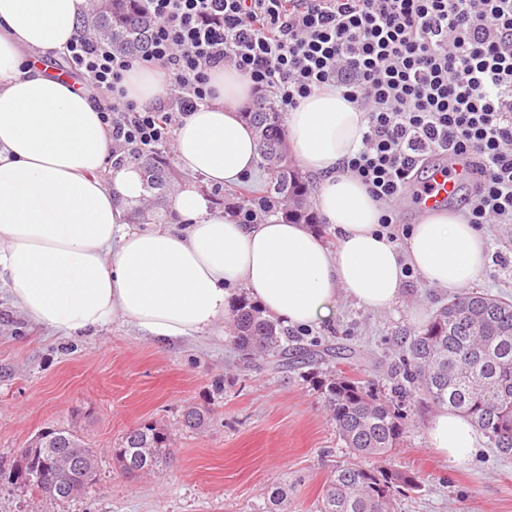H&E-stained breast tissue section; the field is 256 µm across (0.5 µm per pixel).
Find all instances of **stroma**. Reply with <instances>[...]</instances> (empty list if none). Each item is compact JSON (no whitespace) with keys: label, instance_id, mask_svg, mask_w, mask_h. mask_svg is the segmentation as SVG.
<instances>
[{"label":"stroma","instance_id":"stroma-1","mask_svg":"<svg viewBox=\"0 0 512 512\" xmlns=\"http://www.w3.org/2000/svg\"><path fill=\"white\" fill-rule=\"evenodd\" d=\"M488 233L491 264L477 288L512 297L504 267L512 259V224L489 225ZM448 299L447 290L416 275L405 279L403 302L392 311L345 300L332 321L297 334L307 344L355 350L358 360L338 359L335 367L386 394L382 365L395 358L393 336L417 330L411 309L429 314ZM218 377L225 388L217 393ZM190 405L208 409L205 429L182 430ZM408 412L411 425L395 457L420 485L397 499L396 512H512V457L486 443L470 463L453 464L427 443L433 406L415 400ZM150 422L169 429L174 464L120 474L111 448L127 429ZM50 426L77 431L96 451L99 482L86 495L33 500L11 484L19 448ZM349 460L302 370H273L264 359L248 370L228 340L163 348L120 323L62 338L30 323L0 287V512H262L267 487L278 478L292 487L288 512H316L332 469Z\"/></svg>","mask_w":512,"mask_h":512}]
</instances>
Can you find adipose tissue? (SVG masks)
I'll return each instance as SVG.
<instances>
[{
  "label": "adipose tissue",
  "mask_w": 512,
  "mask_h": 512,
  "mask_svg": "<svg viewBox=\"0 0 512 512\" xmlns=\"http://www.w3.org/2000/svg\"><path fill=\"white\" fill-rule=\"evenodd\" d=\"M89 0H0V282L30 321L66 338L110 322L159 345L227 336L235 293L288 328L334 319L341 299L386 312L403 298L404 268L434 288L471 287L491 261L488 236L449 210L425 211L396 244L381 231L382 205L343 160L362 147L368 120L342 93L324 88L285 114L298 165L319 184L314 208L336 233L328 246L309 225L273 217L243 224L200 191L231 186L257 165L243 119L252 84L234 68L214 71L211 104L180 118L174 155L187 179L168 198L173 223L130 222L147 195L133 162L112 164V134L98 105L49 67H23V51H65ZM167 77L133 66L127 99L148 103ZM434 448L468 463L477 427L442 408L427 426Z\"/></svg>",
  "instance_id": "obj_1"
}]
</instances>
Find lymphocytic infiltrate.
<instances>
[{"instance_id": "lymphocytic-infiltrate-1", "label": "lymphocytic infiltrate", "mask_w": 512, "mask_h": 512, "mask_svg": "<svg viewBox=\"0 0 512 512\" xmlns=\"http://www.w3.org/2000/svg\"><path fill=\"white\" fill-rule=\"evenodd\" d=\"M156 23L131 56L87 33L65 59L89 94L108 95L101 119L117 148L153 151L175 115L215 96L213 69L246 74L288 111L330 88L364 110L363 146L342 168L385 206L422 183L425 160L465 163L473 190L465 216L512 224V0H142ZM170 78L171 104L139 106L121 82L133 63Z\"/></svg>"}]
</instances>
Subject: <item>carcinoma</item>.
I'll return each instance as SVG.
<instances>
[{"label":"carcinoma","instance_id":"obj_1","mask_svg":"<svg viewBox=\"0 0 512 512\" xmlns=\"http://www.w3.org/2000/svg\"><path fill=\"white\" fill-rule=\"evenodd\" d=\"M154 23L141 0H108L91 9L87 27L110 39L117 49L140 54L147 48ZM242 116L256 131L259 164L267 175L261 195L266 216L317 224L309 201L310 184L288 155L283 116L273 100L257 98ZM127 158L137 163L149 195L148 205L133 211L144 220L166 200L179 180L158 152L122 154L117 162ZM229 319V341L243 366L274 353L285 362L291 358L295 364L317 365L306 378L329 411L339 438L355 456L391 459L407 434L404 402L416 396L467 416L499 454L512 456L511 299L480 291L461 292L440 305L413 335L400 337L399 362L389 397L341 370L318 368L341 355L332 347L288 349V328L244 295L231 301ZM206 424L203 410L195 406L184 409L182 427L199 430ZM74 439L91 459V466L73 472V492L50 493L47 481L22 477L16 463L11 470L12 484L23 493L63 501L92 489L98 476L97 457L77 432L52 429L49 447L65 465ZM171 454L167 428L152 422L128 430L112 449V461L127 472L149 473L165 464ZM418 485L412 472L351 464L331 475L323 488L319 512H393L396 497ZM287 501L286 483L276 480L268 486L266 512H286Z\"/></svg>","mask_w":512,"mask_h":512}]
</instances>
